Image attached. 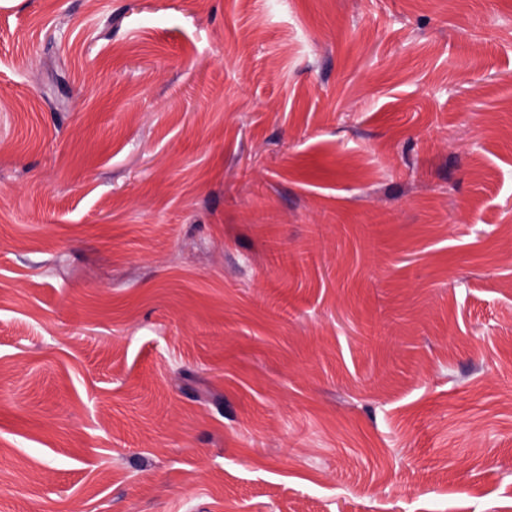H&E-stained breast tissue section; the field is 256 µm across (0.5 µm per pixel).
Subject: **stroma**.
<instances>
[{"mask_svg": "<svg viewBox=\"0 0 512 512\" xmlns=\"http://www.w3.org/2000/svg\"><path fill=\"white\" fill-rule=\"evenodd\" d=\"M0 512H512V0H0Z\"/></svg>", "mask_w": 512, "mask_h": 512, "instance_id": "stroma-1", "label": "stroma"}]
</instances>
